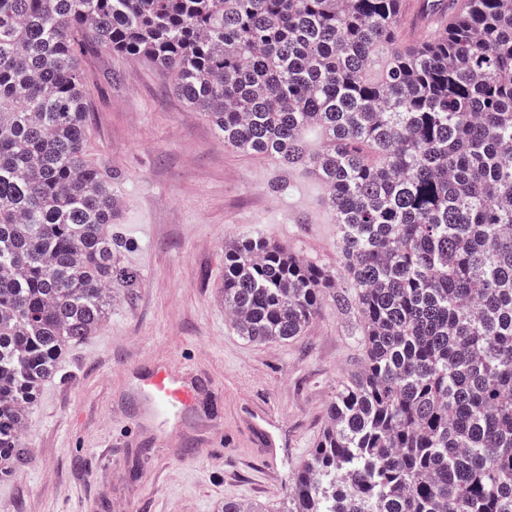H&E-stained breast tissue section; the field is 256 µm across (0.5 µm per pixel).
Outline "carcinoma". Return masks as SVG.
<instances>
[{
	"label": "carcinoma",
	"mask_w": 512,
	"mask_h": 512,
	"mask_svg": "<svg viewBox=\"0 0 512 512\" xmlns=\"http://www.w3.org/2000/svg\"><path fill=\"white\" fill-rule=\"evenodd\" d=\"M399 3L0 0V471L28 462L41 383L112 304L80 66L104 48L173 71L224 147L328 190L354 297L260 233L224 248L247 341L293 340L329 300L364 324L287 512H512V0H441L447 32L413 47Z\"/></svg>",
	"instance_id": "cac0c4a2"
}]
</instances>
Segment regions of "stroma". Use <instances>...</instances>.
<instances>
[{"label":"stroma","instance_id":"35a3bbf8","mask_svg":"<svg viewBox=\"0 0 512 512\" xmlns=\"http://www.w3.org/2000/svg\"><path fill=\"white\" fill-rule=\"evenodd\" d=\"M82 67L86 158L112 181L104 232L113 264L139 286L117 292L97 331L40 386L24 428L30 459L0 474V512H222L228 500L285 512L337 382L361 363V323L328 302L295 340H244L224 310V247L258 232L339 272L327 190L225 148L152 60L95 48ZM163 367L204 384L202 407L144 413L140 379ZM249 402L272 412V457L238 422Z\"/></svg>","mask_w":512,"mask_h":512}]
</instances>
